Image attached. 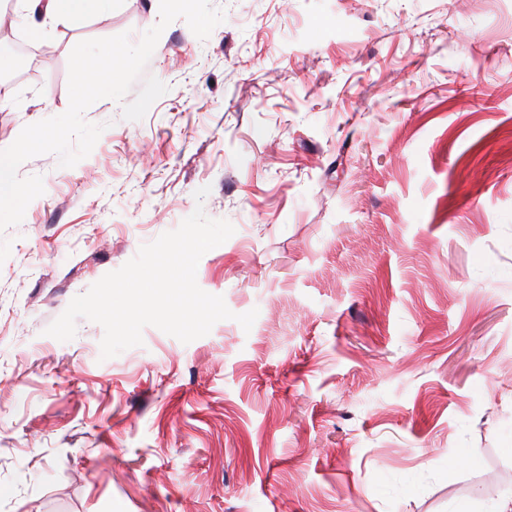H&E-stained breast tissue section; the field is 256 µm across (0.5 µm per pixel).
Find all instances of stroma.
<instances>
[{
	"label": "stroma",
	"instance_id": "35a3bbf8",
	"mask_svg": "<svg viewBox=\"0 0 512 512\" xmlns=\"http://www.w3.org/2000/svg\"><path fill=\"white\" fill-rule=\"evenodd\" d=\"M163 31L104 131L0 233V512H456L512 491V14L500 0H211ZM47 29L0 150L69 104ZM210 192L203 202L194 193ZM231 319L182 343L46 328L196 207ZM257 310L251 330L237 315Z\"/></svg>",
	"mask_w": 512,
	"mask_h": 512
}]
</instances>
